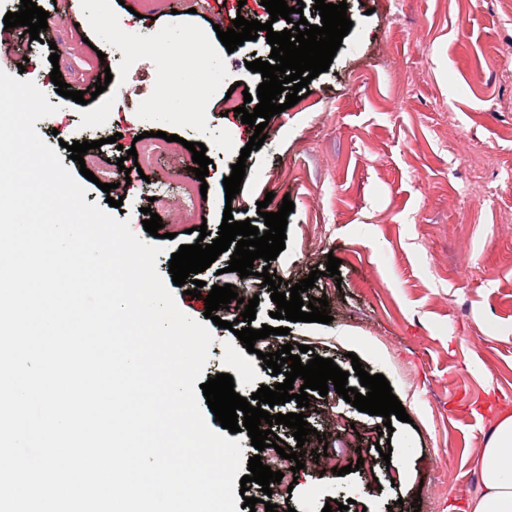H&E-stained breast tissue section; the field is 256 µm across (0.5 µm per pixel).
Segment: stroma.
<instances>
[{
  "instance_id": "obj_1",
  "label": "stroma",
  "mask_w": 512,
  "mask_h": 512,
  "mask_svg": "<svg viewBox=\"0 0 512 512\" xmlns=\"http://www.w3.org/2000/svg\"><path fill=\"white\" fill-rule=\"evenodd\" d=\"M346 2L353 26L329 70L312 79L302 102L270 119L233 200L223 179L254 130L225 114L222 94L240 81L257 89L245 62L254 52L270 55L265 37L221 51L224 72L203 80L207 109L187 128L168 115L143 117L141 105L156 94L155 61L99 59L107 45L92 21L135 10L136 27L174 42L191 29L219 48L212 20L220 10L234 17L238 0H186L177 15L163 0L150 18L142 0H72L69 11L83 25H58L50 45L27 42L29 65L45 79L59 69L75 88L111 72L101 99L112 110L99 130L87 117L101 99L85 108L66 102L36 129L51 146L104 138L113 160L146 131L203 143L213 167L201 215L213 225L224 208L256 209L269 192L271 212L283 197L293 201L284 250L269 264L256 259L254 269L291 285L319 271L315 286L332 321L290 323L289 337L333 359L354 388L360 381L340 334L373 344L374 357L362 364L385 376L409 416L393 421L391 437L393 450L407 448L409 463L401 473L379 458L383 417L327 396L320 409L330 421L354 424L362 455L375 460L371 472L317 485L308 465L293 487L276 485L271 503L290 501L296 512L340 502L348 512H466L485 480L471 455L512 411V0ZM113 135L118 144H110ZM331 256L341 261L336 279L324 274ZM211 349L239 394L268 382L230 330L216 332Z\"/></svg>"
}]
</instances>
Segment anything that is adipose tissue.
Listing matches in <instances>:
<instances>
[{"label": "adipose tissue", "mask_w": 512, "mask_h": 512, "mask_svg": "<svg viewBox=\"0 0 512 512\" xmlns=\"http://www.w3.org/2000/svg\"><path fill=\"white\" fill-rule=\"evenodd\" d=\"M472 462L488 479L470 499L469 512H512V413L498 418Z\"/></svg>", "instance_id": "1"}]
</instances>
